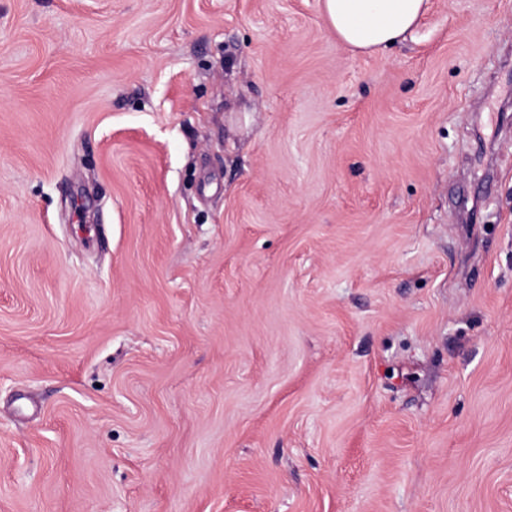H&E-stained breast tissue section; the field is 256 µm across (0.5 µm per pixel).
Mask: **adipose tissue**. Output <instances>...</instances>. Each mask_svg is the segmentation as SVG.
Here are the masks:
<instances>
[{"instance_id":"adipose-tissue-1","label":"adipose tissue","mask_w":512,"mask_h":512,"mask_svg":"<svg viewBox=\"0 0 512 512\" xmlns=\"http://www.w3.org/2000/svg\"><path fill=\"white\" fill-rule=\"evenodd\" d=\"M337 39L355 54H373L413 37L430 0H321Z\"/></svg>"}]
</instances>
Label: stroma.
Returning <instances> with one entry per match:
<instances>
[{"instance_id": "1", "label": "stroma", "mask_w": 512, "mask_h": 512, "mask_svg": "<svg viewBox=\"0 0 512 512\" xmlns=\"http://www.w3.org/2000/svg\"><path fill=\"white\" fill-rule=\"evenodd\" d=\"M0 512H512V0H0ZM336 38L353 54H373L412 38L430 0H321Z\"/></svg>"}]
</instances>
